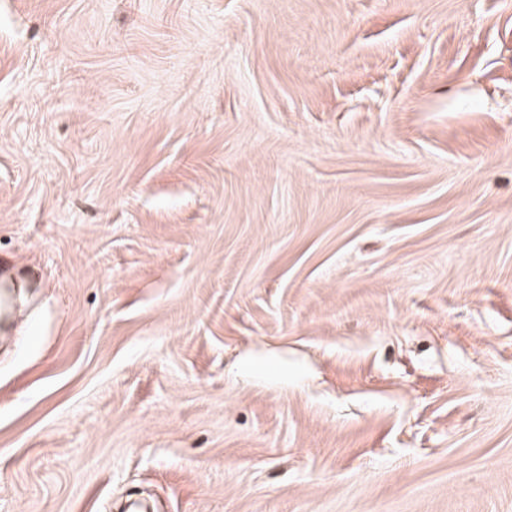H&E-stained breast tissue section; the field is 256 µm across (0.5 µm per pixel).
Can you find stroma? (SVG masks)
Wrapping results in <instances>:
<instances>
[{"label":"stroma","mask_w":512,"mask_h":512,"mask_svg":"<svg viewBox=\"0 0 512 512\" xmlns=\"http://www.w3.org/2000/svg\"><path fill=\"white\" fill-rule=\"evenodd\" d=\"M0 512H512V0H0Z\"/></svg>","instance_id":"35a3bbf8"}]
</instances>
